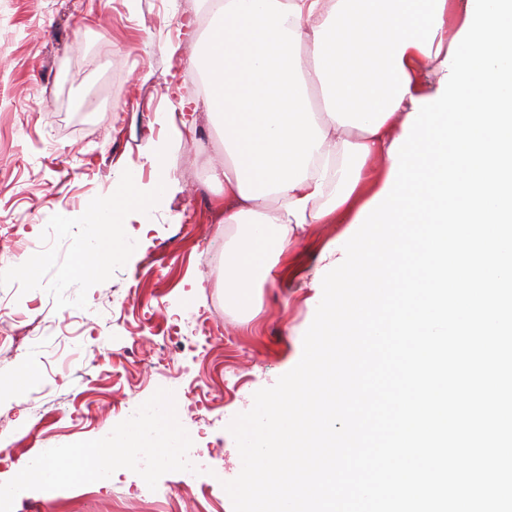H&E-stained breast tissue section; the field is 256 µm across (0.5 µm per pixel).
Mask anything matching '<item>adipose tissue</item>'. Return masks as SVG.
I'll return each mask as SVG.
<instances>
[{"mask_svg":"<svg viewBox=\"0 0 512 512\" xmlns=\"http://www.w3.org/2000/svg\"><path fill=\"white\" fill-rule=\"evenodd\" d=\"M468 0H211L214 18L190 67L206 77L203 106L219 127L224 164V297L251 308L275 282L280 256L305 225L350 224L384 187L389 149L414 100L435 96L446 73L448 19ZM190 439L172 406L130 420L94 460L92 476L160 449L180 465ZM59 454L25 461L0 499L26 494V476L53 485Z\"/></svg>","mask_w":512,"mask_h":512,"instance_id":"adipose-tissue-1","label":"adipose tissue"}]
</instances>
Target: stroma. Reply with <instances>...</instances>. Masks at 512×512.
Masks as SVG:
<instances>
[{"instance_id": "stroma-1", "label": "stroma", "mask_w": 512, "mask_h": 512, "mask_svg": "<svg viewBox=\"0 0 512 512\" xmlns=\"http://www.w3.org/2000/svg\"><path fill=\"white\" fill-rule=\"evenodd\" d=\"M211 21L205 0H0V225H11L25 256L50 212L80 216L126 170L153 182L148 156L157 141L169 142L168 172L181 188L149 224L126 217L136 249L89 289L86 309H56L42 289L0 290L13 327L47 316L11 364L30 375L29 385L17 395L0 391L11 456L0 464V485L46 449L65 460L59 493L44 494L32 475L11 512H233L222 483L238 475L240 456L228 426L300 360L322 298L305 276L331 242L357 230L308 225L284 280L263 288L249 315L225 312L224 227L213 211L222 189L209 179L224 149L218 131L195 122L188 107L201 101L203 80L188 60ZM85 313L97 330L84 329ZM178 315L208 316L223 333L203 348L178 347L162 366L131 349V337L162 336ZM117 392L174 406L192 436L182 451L187 465L117 463L105 485L72 477L73 456L105 447L109 431L126 425Z\"/></svg>"}]
</instances>
